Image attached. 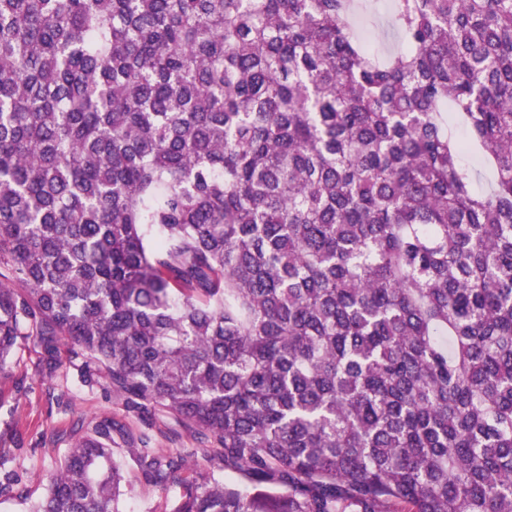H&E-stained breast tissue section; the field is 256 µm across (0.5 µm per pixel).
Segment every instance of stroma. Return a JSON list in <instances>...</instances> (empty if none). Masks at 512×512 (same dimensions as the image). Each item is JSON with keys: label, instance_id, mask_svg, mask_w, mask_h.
<instances>
[{"label": "stroma", "instance_id": "obj_1", "mask_svg": "<svg viewBox=\"0 0 512 512\" xmlns=\"http://www.w3.org/2000/svg\"><path fill=\"white\" fill-rule=\"evenodd\" d=\"M42 358L36 340H28L15 349L8 369L0 373V443L9 454L10 468L21 478L17 497L0 498V512H26L22 495L41 494L70 449L71 431L104 418L120 425L112 434V447L120 459H127L131 441L145 433L154 448L180 454L193 469L216 472L223 468L217 443L201 439L173 413L139 417L122 398L83 383L80 360L63 359L60 370L49 376L37 369ZM129 480L126 512H175V495H161L134 468Z\"/></svg>", "mask_w": 512, "mask_h": 512}]
</instances>
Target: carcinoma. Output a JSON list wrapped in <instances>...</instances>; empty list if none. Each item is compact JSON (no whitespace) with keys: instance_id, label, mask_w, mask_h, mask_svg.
I'll return each mask as SVG.
<instances>
[{"instance_id":"carcinoma-1","label":"carcinoma","mask_w":512,"mask_h":512,"mask_svg":"<svg viewBox=\"0 0 512 512\" xmlns=\"http://www.w3.org/2000/svg\"><path fill=\"white\" fill-rule=\"evenodd\" d=\"M358 8L0 0V371L214 439L251 490L128 449L176 512H512V0ZM125 486L104 419L32 512ZM363 14L375 25V45L382 54H391L398 49L396 32L387 25L388 0H365L360 2Z\"/></svg>"}]
</instances>
